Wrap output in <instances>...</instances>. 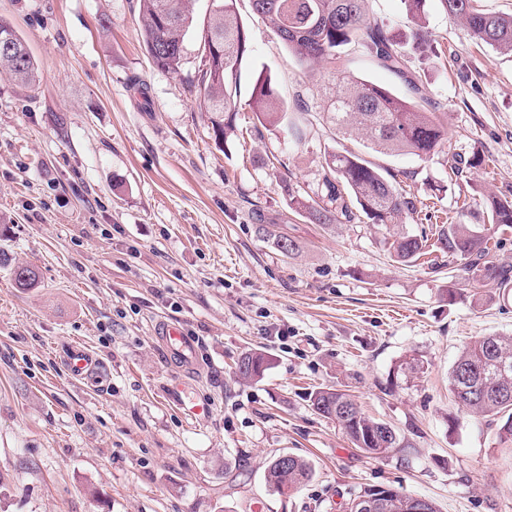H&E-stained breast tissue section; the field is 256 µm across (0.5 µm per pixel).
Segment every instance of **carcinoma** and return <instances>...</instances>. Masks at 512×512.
<instances>
[{"label":"carcinoma","instance_id":"obj_1","mask_svg":"<svg viewBox=\"0 0 512 512\" xmlns=\"http://www.w3.org/2000/svg\"><path fill=\"white\" fill-rule=\"evenodd\" d=\"M195 0H140L139 33L152 64L160 71L177 74L183 65L185 39L194 28ZM211 9L203 24L199 49L207 55L216 46L219 55L203 66L189 81L190 90L199 95V104L215 114L214 140L222 141L233 131L240 103L242 63L251 55L249 33L240 19L241 0H210ZM251 11L272 26L302 66H328L334 75L327 105L326 120L332 129L347 135L358 132L368 148L379 152H411L429 158L444 151L447 132L438 122L430 98L421 90L418 77L407 70L404 47L421 53L433 43V34L422 16L423 0H409L412 27L401 40L392 28L369 14L368 0H248ZM448 18L459 21L475 41L500 53H512V17L485 12L480 0H441ZM15 50H0V71L23 84L33 85L38 71L23 38L7 28ZM350 50L371 63L400 77L407 91L395 94L390 89L359 80L346 73L341 53ZM251 105L259 124L278 130L296 144L306 139L298 119L288 113V100L280 97L267 74H259L251 93ZM282 190L288 208L313 224L357 223L366 220L382 226L396 261L415 263L421 257L439 252L448 262L460 263L463 280H476L493 296L502 299L512 293V265L489 260L504 236L512 232V200L489 198L487 223L444 224L429 242L427 234L403 229L406 220L418 212L414 191L395 179L387 178L382 168L350 150L325 156L316 188L305 189L285 180ZM275 247L291 257L299 243L288 236L275 237ZM17 286L29 288L36 272L28 267L13 271ZM512 365V337L481 336L463 347L448 374V389L454 401L480 416L499 422L498 436L512 440V381L509 386L492 376L495 362ZM270 365L269 357L250 351L235 363L236 376L258 380ZM312 408L319 415L335 420L352 444L369 455H383L411 444L385 422L367 416L356 399L343 389L318 387L309 393ZM311 478L309 464L290 457L288 464L273 460L267 467L269 487L283 495L298 490ZM414 497L397 492L379 512H413Z\"/></svg>","mask_w":512,"mask_h":512}]
</instances>
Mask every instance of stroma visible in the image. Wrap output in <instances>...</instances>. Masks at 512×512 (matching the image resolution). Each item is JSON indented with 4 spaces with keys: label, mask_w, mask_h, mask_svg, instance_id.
Returning <instances> with one entry per match:
<instances>
[{
    "label": "stroma",
    "mask_w": 512,
    "mask_h": 512,
    "mask_svg": "<svg viewBox=\"0 0 512 512\" xmlns=\"http://www.w3.org/2000/svg\"><path fill=\"white\" fill-rule=\"evenodd\" d=\"M423 10L433 47L407 68L448 131L428 158L319 125L300 145L261 129L249 105L259 73L313 115L332 76L299 66L247 0L253 52L222 143L186 88L201 65L196 36L167 74L139 39V0H0L39 73L33 87L0 73V512H345L373 486L439 512H512V442L448 391L464 345L512 337V298L488 299L473 281L448 301L459 267L396 262L377 227L309 223L280 188L315 184L325 153L348 148L412 174L415 234L456 222L458 202L479 224L489 195L512 199V56L476 47L441 0ZM283 233L298 256L275 249ZM18 266L37 270L33 287H17ZM162 317L194 341V368L155 339ZM72 344L98 358L92 375L70 374ZM251 349L270 365L243 382L232 366ZM325 386L410 449L355 448L307 399ZM172 387L182 403L167 400ZM282 454L313 470L287 497L265 480Z\"/></svg>",
    "instance_id": "1"
}]
</instances>
